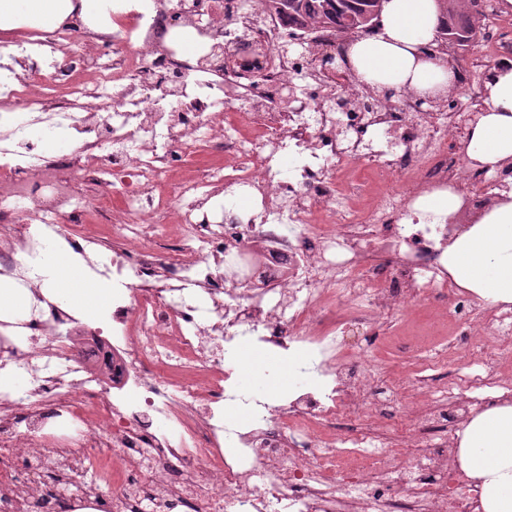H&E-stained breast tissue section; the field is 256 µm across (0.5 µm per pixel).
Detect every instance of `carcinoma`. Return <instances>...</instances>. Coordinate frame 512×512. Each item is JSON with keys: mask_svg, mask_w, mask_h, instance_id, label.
I'll return each instance as SVG.
<instances>
[{"mask_svg": "<svg viewBox=\"0 0 512 512\" xmlns=\"http://www.w3.org/2000/svg\"><path fill=\"white\" fill-rule=\"evenodd\" d=\"M288 27L297 29L323 28L343 39L359 32L371 31V16L378 0H267ZM485 18L470 15L456 0H447L446 12L438 34L440 45L454 46L465 38L476 43L483 37Z\"/></svg>", "mask_w": 512, "mask_h": 512, "instance_id": "1", "label": "carcinoma"}]
</instances>
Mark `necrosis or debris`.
Masks as SVG:
<instances>
[{
	"label": "necrosis or debris",
	"mask_w": 512,
	"mask_h": 512,
	"mask_svg": "<svg viewBox=\"0 0 512 512\" xmlns=\"http://www.w3.org/2000/svg\"><path fill=\"white\" fill-rule=\"evenodd\" d=\"M112 21L14 42L58 93L0 81V281L27 298L0 310V376L15 381L0 390V512H476L446 435L512 382L440 385L430 369L511 360L512 308L450 288L457 226L412 208L462 185L469 166L446 144L468 113L411 96L399 112L327 106L352 81L343 58L322 65L335 35L264 60L288 33L265 0H115ZM237 56L260 69L227 70ZM58 130L69 152L44 147ZM347 159L386 185L368 206L366 184L336 172ZM221 185L258 211L216 209ZM61 250L85 281L111 282L105 319L44 293ZM421 306L454 330L422 358L429 327L400 337L408 370L390 379L382 327ZM247 343L304 386L274 402L241 388ZM408 393L402 439L375 441L388 396Z\"/></svg>",
	"instance_id": "necrosis-or-debris-1"
}]
</instances>
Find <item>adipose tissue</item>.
<instances>
[{
    "instance_id": "adipose-tissue-1",
    "label": "adipose tissue",
    "mask_w": 512,
    "mask_h": 512,
    "mask_svg": "<svg viewBox=\"0 0 512 512\" xmlns=\"http://www.w3.org/2000/svg\"><path fill=\"white\" fill-rule=\"evenodd\" d=\"M112 0H0V30L52 31L73 18L111 23ZM441 21L438 0H385L377 28L346 41L342 52L360 84L422 97L444 95L456 79L447 53L433 49ZM462 149L473 168L495 171L512 158V64L492 66L485 107ZM67 260L50 253L48 293L79 313L93 315L112 297L111 285H87L66 275ZM456 285L488 303H512V199L497 202L448 246ZM466 476L480 487L482 512H512V402L474 416L459 441Z\"/></svg>"
}]
</instances>
